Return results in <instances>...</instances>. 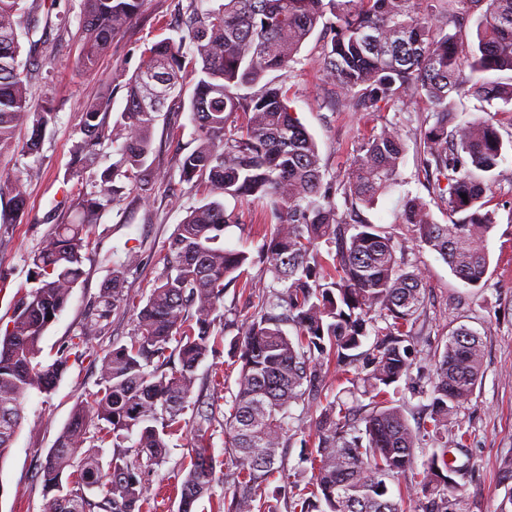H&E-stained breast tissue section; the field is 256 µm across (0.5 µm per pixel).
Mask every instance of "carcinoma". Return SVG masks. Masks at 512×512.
<instances>
[{
  "label": "carcinoma",
  "instance_id": "1",
  "mask_svg": "<svg viewBox=\"0 0 512 512\" xmlns=\"http://www.w3.org/2000/svg\"><path fill=\"white\" fill-rule=\"evenodd\" d=\"M205 2L183 19L178 39L164 38L141 52L125 84L120 120L109 125V97L87 102L79 112L76 165L93 166L106 143L117 147L119 159L100 174L98 188L78 193L74 217L53 225L33 254L36 286L20 292L0 334V459L21 426L28 391L51 392L66 370L68 355L45 364L40 343L83 276L90 227L121 200L125 187L115 185L117 176L131 180L132 192L147 190L154 126L160 113L176 109L190 113L197 132V147L181 162L180 181L205 186L209 201L177 226L133 336L103 356L100 388L76 405L42 462L46 512H159L164 494L148 476L165 461L168 438L186 425L181 415L198 366L218 339L217 313L232 286L257 303L229 342L240 363L233 407L224 416L233 493L218 500L217 512H281L278 491L270 486L286 475L279 449L288 446L295 405L321 413L317 447L305 458L311 477L293 481L297 493L289 512H402L390 484L400 483L408 470L412 480L398 488L399 497H424L422 512H459L453 475L466 465L448 460V421L473 398L483 371V338L462 325L434 352L429 388L408 387L430 399L427 425L412 427L395 397L399 382L412 380L404 342L423 306L424 275L404 268L397 257L403 246L375 225L346 236L347 215L336 203L340 194L347 204L370 206L392 188L405 143L387 124L363 138L341 180L326 182L317 144L293 113L287 91L265 77L291 72L301 45L318 29L323 70L337 96L364 112H378L391 101L426 102L434 122L420 133L422 171L453 220L436 223L427 203L412 198L402 223L414 225L419 245L436 252L461 281L477 286L489 269L486 240L496 223L484 199L512 140L504 143L490 116L451 129L448 123L462 94L491 107L512 104V76L505 82L486 78L512 73V0ZM142 7L143 0H84L80 64L92 66ZM25 14V0H0V149L11 146L24 126L25 147L36 151L56 109L50 103L34 109L28 100L20 60ZM472 21L475 40L467 50L459 31ZM4 193L13 218L21 217L26 182L8 179L0 184ZM226 196L265 204L270 224L260 258L284 289L256 294L249 253L218 246L224 229L238 223L224 208ZM136 261L131 249L114 265L70 348L88 344L116 309L130 304L125 277ZM286 323L295 335L284 331ZM370 335L362 371L352 374L346 367ZM333 360L338 380L362 384L368 403L356 410L338 400L322 403ZM198 416L176 490L179 512H194L219 480L206 439L212 414ZM91 427L100 444L112 445L107 471L93 450H78ZM430 444L440 449L430 451ZM498 473L504 502L512 505V457L503 459ZM90 491L101 500H91Z\"/></svg>",
  "mask_w": 512,
  "mask_h": 512
}]
</instances>
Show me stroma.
Masks as SVG:
<instances>
[{
    "instance_id": "stroma-1",
    "label": "stroma",
    "mask_w": 512,
    "mask_h": 512,
    "mask_svg": "<svg viewBox=\"0 0 512 512\" xmlns=\"http://www.w3.org/2000/svg\"><path fill=\"white\" fill-rule=\"evenodd\" d=\"M189 0H145L141 15L130 29L116 37L111 49L100 56L93 72L77 68L81 53L79 16L82 0H57L58 12L68 14L71 24L39 25L22 47L37 44L30 58L29 95L34 105L53 100L57 114L45 132L38 152L24 148L26 129H19L14 144L0 151V178L21 176L27 180L29 207L16 223H9L7 197L0 196V328H5L16 296L30 285V256L37 251L53 224L71 215L78 192L91 190L95 175L115 161L112 149H104L94 167L79 170L73 163V146L81 106L103 93L112 95L111 120H118L124 107V82L140 63L146 44L169 36L185 14ZM321 43L310 36L303 44L294 70L283 82L288 96L307 131L316 140L327 179L342 176L357 153L364 135L394 124L407 149L400 164V179L379 195L373 206H358L356 222L374 224L404 247L401 259L407 269L425 274L424 307L416 320L411 342L412 358L429 369V358L443 348L447 336L465 325L477 330L484 341V374L471 402L448 425L449 434H466L465 447L452 448L449 456L463 464L457 476L464 508L462 512H500L505 490L498 480L502 459L512 457V155L495 170L488 207L496 213L487 249L490 268L480 286L467 285L447 263L416 241L413 225L402 223L405 198L426 201L434 220L448 223V208L436 197L422 174L419 131L430 118L425 102L391 103L374 113L356 109L340 99L324 77ZM196 131L189 113L162 114L152 134L148 158L156 177L153 191L135 192L107 207L92 228L82 263L84 276L73 289L68 304L42 339L41 358L52 362L70 338L79 334L98 295L112 277V265L135 249L140 262L126 274L125 290L145 301L163 269L162 257L178 224L194 207L205 203L204 188H192L180 180L179 162L195 149ZM226 210L239 216L229 225L220 244L246 251L253 258L250 269L258 286L272 284L270 272L259 262L265 228L260 207L246 201L225 200ZM249 308L246 295L231 287L224 294L223 340L214 344L197 370V379L184 413L186 428L169 439L164 463L150 475V483L181 480V463L196 426L197 408L215 415L207 441L219 476L212 498L202 499L197 512H213V499L231 492L226 479L224 416L236 390L237 365L228 355V340L236 336ZM135 328L132 312H115L102 332L92 337L89 355L70 357L68 369L47 394L30 391L24 399V419L15 441L0 461V512H44L40 466L67 425L74 407L97 391L101 358L115 344L127 343ZM223 370V384H215V370Z\"/></svg>"
}]
</instances>
